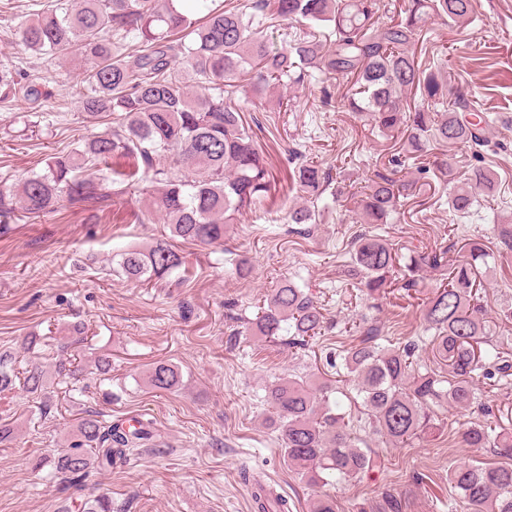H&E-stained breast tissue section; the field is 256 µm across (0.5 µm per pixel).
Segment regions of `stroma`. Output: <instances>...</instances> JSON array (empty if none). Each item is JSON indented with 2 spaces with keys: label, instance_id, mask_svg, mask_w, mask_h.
<instances>
[{
  "label": "stroma",
  "instance_id": "35a3bbf8",
  "mask_svg": "<svg viewBox=\"0 0 512 512\" xmlns=\"http://www.w3.org/2000/svg\"><path fill=\"white\" fill-rule=\"evenodd\" d=\"M6 27L0 20V59L17 56L33 77L53 76L46 85L48 111L30 112L21 103L0 107V180L15 185L43 172L47 158L76 148L97 126L79 109L82 62L50 64L23 52ZM423 46V62L455 75L467 98L492 117L485 161L500 185L469 216L449 213L446 181L411 168L407 178L429 185L419 200L404 201L390 223H354L336 199L387 166L393 142L346 111L345 80L315 74L269 91L261 105L240 101L278 175L276 185L224 241L181 244L185 271L141 284L112 269L119 249L168 233L166 225L135 218L142 198L156 189L148 181L116 201L86 209L64 205L36 219L0 223V351L12 353L17 369L37 363L48 376L42 396L18 389L0 394V421L14 429L12 441L0 446V512H58L63 501L102 494L112 512H253L257 478L287 500L288 512H308L316 490L283 460L266 403L269 386L288 373L335 384L341 355L357 342L363 319L383 324L382 344L415 342L422 367L435 365L424 312L444 272L420 270L417 293L397 288L367 299L353 288L348 270L351 241L368 229L405 257L441 251L454 257L465 243L481 240L491 253V270L483 275L486 335L512 352V321L500 314L512 306V256L494 253L500 228L512 223V0H476L474 23L436 21ZM304 162L329 179L316 199V223L289 224L286 211L307 195L283 175ZM243 259L252 266L244 278L235 272ZM284 279L303 288L324 316L320 336L303 349L247 328ZM103 354L112 360L106 376L94 364ZM66 358L81 373L64 382L56 365ZM158 362L177 367L179 389L148 386L147 371ZM94 412L107 420L140 414L155 436L121 466L91 471L78 486L64 487L42 459L68 448L79 421ZM435 413L443 424L436 437L397 448L358 431L369 447L383 449L385 466L362 481L329 487L338 512H383L389 495L401 500L402 512H463L448 469L493 461V451L459 440L481 421L477 409L444 405Z\"/></svg>",
  "mask_w": 512,
  "mask_h": 512
}]
</instances>
